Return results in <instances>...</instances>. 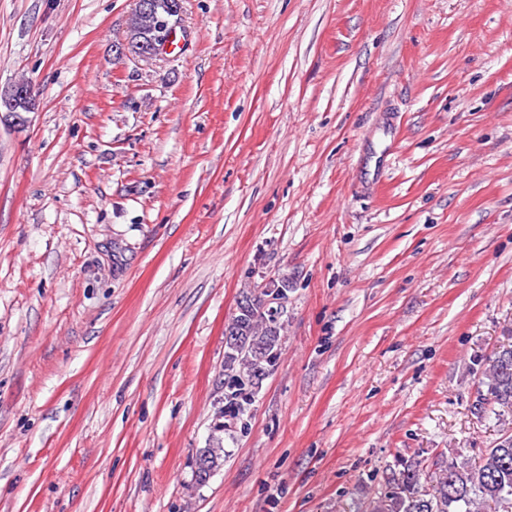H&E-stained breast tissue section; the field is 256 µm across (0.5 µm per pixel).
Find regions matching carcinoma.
<instances>
[{
	"label": "carcinoma",
	"mask_w": 512,
	"mask_h": 512,
	"mask_svg": "<svg viewBox=\"0 0 512 512\" xmlns=\"http://www.w3.org/2000/svg\"><path fill=\"white\" fill-rule=\"evenodd\" d=\"M173 0H151L149 10H134L128 19L125 40L149 46L161 34V21ZM239 335L249 343L240 349L224 343V409L221 414L242 416L262 381L278 365L284 323H272L258 309L235 312ZM477 387L471 412L483 419L489 414L512 415V342L501 344L490 355L477 360ZM204 466H195L196 478L204 483L224 460L223 440L198 456ZM402 469L372 502L371 512H481L494 505L497 512H512V426L490 448L479 451L476 461L454 456L429 473L418 461H401Z\"/></svg>",
	"instance_id": "obj_1"
}]
</instances>
